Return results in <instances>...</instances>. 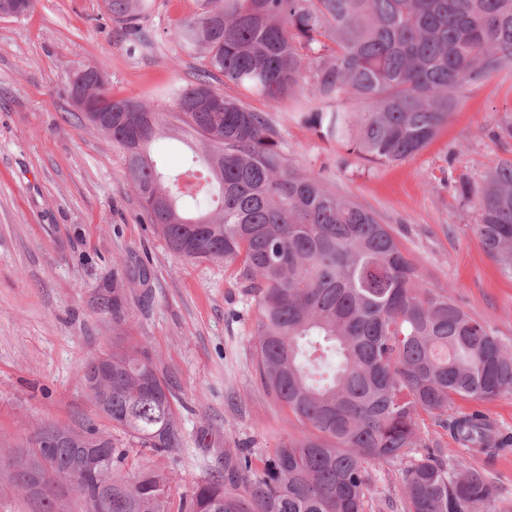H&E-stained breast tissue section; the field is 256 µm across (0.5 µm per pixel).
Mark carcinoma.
Masks as SVG:
<instances>
[{
	"label": "carcinoma",
	"instance_id": "obj_1",
	"mask_svg": "<svg viewBox=\"0 0 512 512\" xmlns=\"http://www.w3.org/2000/svg\"><path fill=\"white\" fill-rule=\"evenodd\" d=\"M106 2L112 19L141 36L135 25L150 0ZM32 6L0 0V15ZM174 38L208 67L197 82L165 90L173 111L114 101L102 86L90 104L112 109L110 138L167 247L224 264L256 298V372L300 431L260 471L249 449L225 451L224 471L176 499L165 469L132 454L182 447L173 395L143 350L116 347L80 379L128 443L94 422L53 427L100 450L95 473L83 476L74 470L81 449L45 448L39 432L0 450V496L23 492L37 512H64L63 480L78 512H96L104 494L112 512H364L368 467L423 447L422 416L444 424L458 399L512 394V350L448 292L428 288L374 212L290 168L269 115L243 97L276 102L304 89L329 105L298 111L322 139L370 163L404 162L448 122L465 85L512 70V0H199ZM218 74L242 96L212 86ZM205 94L224 111L190 106ZM166 133L199 141L201 154L175 171L158 166L149 146ZM457 192L475 202L474 236L512 278V160L478 183L460 176ZM127 316L126 292L112 289L113 322ZM102 362L112 366L103 381ZM448 423L465 448L512 446L479 410ZM402 482L407 512H476L494 496L481 472L428 456L410 461Z\"/></svg>",
	"mask_w": 512,
	"mask_h": 512
}]
</instances>
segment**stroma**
I'll use <instances>...</instances> for the list:
<instances>
[{
  "label": "stroma",
  "mask_w": 512,
  "mask_h": 512,
  "mask_svg": "<svg viewBox=\"0 0 512 512\" xmlns=\"http://www.w3.org/2000/svg\"><path fill=\"white\" fill-rule=\"evenodd\" d=\"M197 9V0H153L138 41L113 22L105 0H34L24 15L0 18V441L22 446L40 428L97 419L81 371L130 341L174 395L185 441L166 470L177 494L217 471L225 449H251L258 462L298 428L260 386L255 299L222 264L168 249L130 187L120 148L74 107L69 77L98 67L112 97L165 107L161 89L193 83L207 66L173 38ZM247 103L271 116L291 165L373 210L429 288L447 291L512 348V279L474 237L477 210L455 190L459 176L512 159V138L497 135L512 122V71L466 86L447 124L399 164L354 156L336 164L334 145L296 119V96ZM116 284L129 299L121 325L112 321ZM423 438L413 457L466 460L495 486L489 512H512V448L469 454L430 418ZM402 470L398 462L375 467L364 512H406Z\"/></svg>",
  "instance_id": "1"
}]
</instances>
